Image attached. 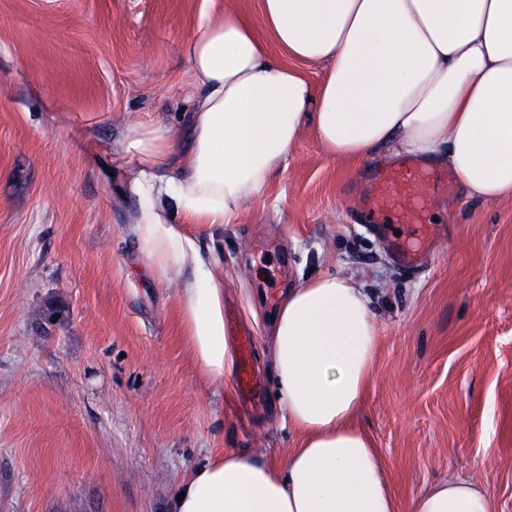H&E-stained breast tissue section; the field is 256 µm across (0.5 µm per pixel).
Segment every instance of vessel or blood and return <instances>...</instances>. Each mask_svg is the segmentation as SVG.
I'll use <instances>...</instances> for the list:
<instances>
[{"label":"vessel or blood","mask_w":512,"mask_h":512,"mask_svg":"<svg viewBox=\"0 0 512 512\" xmlns=\"http://www.w3.org/2000/svg\"><path fill=\"white\" fill-rule=\"evenodd\" d=\"M447 181V174L408 162L375 174L361 189L360 210L367 223L393 224L406 215L419 228L417 241L400 236L390 240L391 249L403 267H422L435 245L436 230L422 218L425 194Z\"/></svg>","instance_id":"1"}]
</instances>
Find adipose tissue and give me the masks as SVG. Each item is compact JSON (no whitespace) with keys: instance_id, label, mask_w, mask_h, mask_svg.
<instances>
[{"instance_id":"adipose-tissue-1","label":"adipose tissue","mask_w":512,"mask_h":512,"mask_svg":"<svg viewBox=\"0 0 512 512\" xmlns=\"http://www.w3.org/2000/svg\"><path fill=\"white\" fill-rule=\"evenodd\" d=\"M288 56L276 61L271 47ZM196 90L190 145L163 122L121 144L130 230L163 281L204 377L223 384L236 352L224 270L188 224H232L286 169L305 128L348 164L373 153L445 163L470 197L512 195V0H260L228 9L181 45ZM304 64L321 65L312 84ZM173 193L180 221L161 204ZM380 346L371 300L352 276L288 290L268 323L275 397L297 432L285 455L228 450L179 483L172 512H400L386 466L358 423ZM411 512H498L479 483L449 475Z\"/></svg>"}]
</instances>
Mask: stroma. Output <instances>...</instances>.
Listing matches in <instances>:
<instances>
[{
    "instance_id": "stroma-1",
    "label": "stroma",
    "mask_w": 512,
    "mask_h": 512,
    "mask_svg": "<svg viewBox=\"0 0 512 512\" xmlns=\"http://www.w3.org/2000/svg\"><path fill=\"white\" fill-rule=\"evenodd\" d=\"M259 0H0V512H170L179 481L234 449L298 435L270 375L267 323L310 273L360 279L380 349L359 423L410 512L460 473L512 512V197L439 187L438 242L401 267L359 218L361 181L304 130L234 224H193L224 268V323L257 385L205 380L175 289L130 231L111 177L129 125L186 127L180 47L202 19Z\"/></svg>"
}]
</instances>
